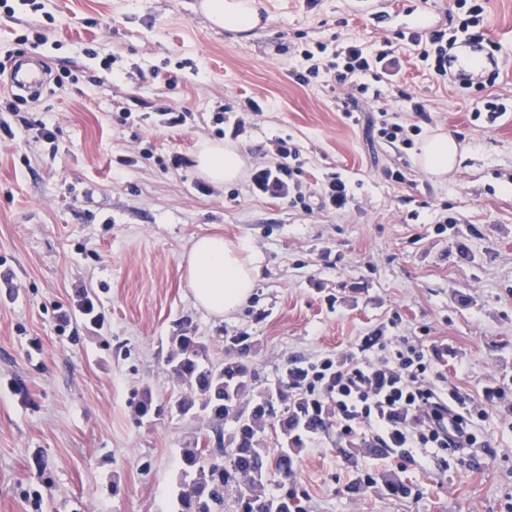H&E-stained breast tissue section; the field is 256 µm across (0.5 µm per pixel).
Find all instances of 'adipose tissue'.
<instances>
[{
	"mask_svg": "<svg viewBox=\"0 0 512 512\" xmlns=\"http://www.w3.org/2000/svg\"><path fill=\"white\" fill-rule=\"evenodd\" d=\"M203 11L217 27L238 34L256 28L260 17L255 0H205ZM458 144L453 137L436 134L424 142L418 162L427 173L443 177L455 167ZM198 172L211 183L236 180L243 161L237 150L206 143L195 156ZM261 258L226 244L223 237H198L186 258L187 281L197 303L221 316L238 309L250 296L260 271Z\"/></svg>",
	"mask_w": 512,
	"mask_h": 512,
	"instance_id": "1",
	"label": "adipose tissue"
}]
</instances>
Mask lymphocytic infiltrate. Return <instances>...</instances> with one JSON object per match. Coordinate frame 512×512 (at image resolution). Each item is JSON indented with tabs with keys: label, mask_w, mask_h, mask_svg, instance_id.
<instances>
[{
	"label": "lymphocytic infiltrate",
	"mask_w": 512,
	"mask_h": 512,
	"mask_svg": "<svg viewBox=\"0 0 512 512\" xmlns=\"http://www.w3.org/2000/svg\"><path fill=\"white\" fill-rule=\"evenodd\" d=\"M487 2L449 0L447 22L397 31L394 38L383 39L372 49L352 39L332 46L316 42L314 48L301 50L303 65L292 77L304 86L321 83L347 89L349 101L356 106L371 99L369 79L391 75L398 63L396 53L405 45L412 47L426 71L447 80L449 45L462 37L485 39ZM398 97L406 103L408 115H391L387 105H380L371 128L383 142L408 149L412 134L421 133L428 109L406 91H399ZM266 153L270 163L256 167L250 175L256 194L300 205L314 195L321 209L335 212L349 206V187L339 175L329 176L314 193L304 191L296 177L300 150L292 140L272 139ZM311 369L320 395L336 409L342 434L368 431L378 447L411 451L414 464L428 460L436 448L457 453L462 463L471 458L477 440L467 429V419L483 414L482 401L454 388L439 391L429 379L426 355L418 346L404 344L373 362L353 356L336 364L326 358Z\"/></svg>",
	"instance_id": "obj_1"
}]
</instances>
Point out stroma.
<instances>
[{
  "mask_svg": "<svg viewBox=\"0 0 512 512\" xmlns=\"http://www.w3.org/2000/svg\"><path fill=\"white\" fill-rule=\"evenodd\" d=\"M40 2L0 7V55L22 48L64 78L16 113L0 80V271L13 273L0 284V512H175L181 450L207 420H140L131 400L143 386L162 401L180 391L165 364L179 319L214 362L225 337H249L271 383L288 363L357 351L372 361L407 340L437 353V385L502 390L474 424L488 447L466 466L383 459L360 431L308 442L295 465L303 512H512V108L491 125L474 119L452 84L408 57L396 80L377 82L383 98L404 88L427 100L423 137L457 140L458 162L439 179L418 149L351 124L346 90L290 76L299 34L371 46L445 20L448 0H376L381 22L349 0H258L264 23L246 38L212 27L198 0ZM488 16L502 60L492 92L512 100V0H490ZM22 35L46 42L21 45ZM249 98L261 110L244 132L218 135L213 113ZM167 108L185 123L160 125ZM28 120L55 123L54 143L35 140ZM276 137L298 144L308 185L349 182L346 211L258 196L244 177L218 186L196 169L208 142L238 149L246 168L266 164ZM447 214L454 224L436 233ZM205 234L263 258L249 300L224 317L199 307L187 282L184 259ZM85 289L102 325L72 317ZM368 473L396 475L412 493L353 491Z\"/></svg>",
  "mask_w": 512,
  "mask_h": 512,
  "instance_id": "stroma-1",
  "label": "stroma"
}]
</instances>
